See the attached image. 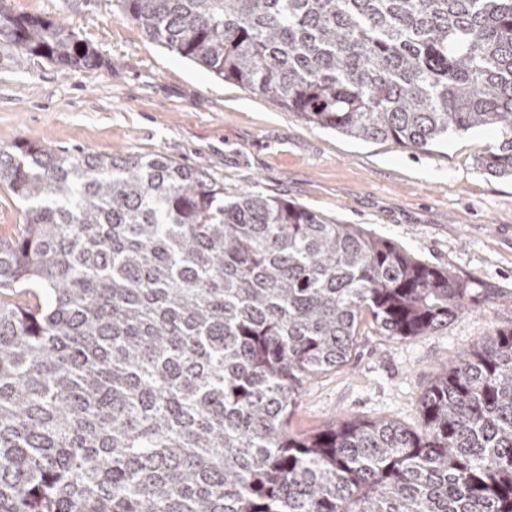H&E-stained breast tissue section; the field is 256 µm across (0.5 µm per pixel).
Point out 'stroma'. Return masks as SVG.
Here are the masks:
<instances>
[{
	"instance_id": "obj_1",
	"label": "stroma",
	"mask_w": 512,
	"mask_h": 512,
	"mask_svg": "<svg viewBox=\"0 0 512 512\" xmlns=\"http://www.w3.org/2000/svg\"><path fill=\"white\" fill-rule=\"evenodd\" d=\"M16 15L65 22L102 56L65 71L0 47V149L22 142L115 156L161 152L225 194L253 190L356 224L477 289L471 309L428 336L364 331L349 360L312 378L287 428L313 433L336 416L418 428L435 370L512 328V177L477 160L500 132L449 135L431 150L365 143L311 127L248 88L158 47L116 0H1Z\"/></svg>"
}]
</instances>
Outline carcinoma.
<instances>
[{
	"label": "carcinoma",
	"mask_w": 512,
	"mask_h": 512,
	"mask_svg": "<svg viewBox=\"0 0 512 512\" xmlns=\"http://www.w3.org/2000/svg\"><path fill=\"white\" fill-rule=\"evenodd\" d=\"M153 43L310 125L429 150L500 131L512 0H117ZM19 60L92 67L0 6ZM26 224L0 238V512H512V328L436 370L422 425L286 430L361 327L427 336L476 292L355 224L160 153L0 150Z\"/></svg>",
	"instance_id": "cac0c4a2"
}]
</instances>
